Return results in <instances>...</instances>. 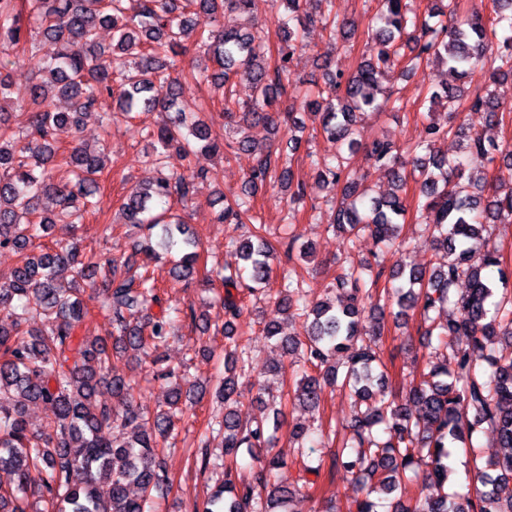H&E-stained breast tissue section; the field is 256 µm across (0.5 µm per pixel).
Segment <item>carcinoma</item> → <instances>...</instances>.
Here are the masks:
<instances>
[{"label":"carcinoma","mask_w":512,"mask_h":512,"mask_svg":"<svg viewBox=\"0 0 512 512\" xmlns=\"http://www.w3.org/2000/svg\"><path fill=\"white\" fill-rule=\"evenodd\" d=\"M126 0H0V46L22 47L43 53L39 77L19 80L0 59V250H11L18 262L8 287L0 288V307L13 312L9 325L0 324V469L14 480L0 484V512H152L172 486L160 455L184 415L182 397L202 399L206 388L197 378L170 370L179 380L167 409L153 416L133 404L137 384L113 372L112 358L129 351H159L174 335L171 313L159 296L155 269L137 256L151 255L149 246L101 260L75 239L57 241L34 253L35 241L49 225L81 224L99 213V176L103 156L81 142L60 145L55 131L65 125L80 130L88 113L107 95L128 114L160 112L162 122L145 131L149 150L144 161L159 175L147 186H137L123 198L124 223L152 230L161 227L158 246L170 257L168 275L175 283L193 278L201 258L199 242L174 206L186 208L196 184L207 172L190 165L199 152L221 153L224 136L214 113L241 109L244 119L277 132L294 122L293 109L283 108L282 96L293 88L294 101L319 111L320 129L336 142L337 153L321 170V180L342 187L329 227L346 243L370 233L393 258L391 286L378 292L385 261L348 262L336 270L333 288L337 300L307 301L308 284L296 269H283V288L273 297L280 315L307 321L301 340L282 334L276 320L264 330L274 339L282 357L297 356L303 363L289 401L319 409L328 387H340L353 401L366 404L354 411L349 437L336 445L328 460L307 473L342 468L355 474L364 496L354 501L355 512H512V289L501 268L499 250L484 236L486 225L512 223V147L487 141L475 132L466 136L464 157L432 154L437 141L456 136L461 128L448 121L429 120L417 143L400 148L387 139L365 145L358 115L367 109L399 111L400 96L382 87L386 72L395 67L409 71L423 63L446 70L457 84L431 88L423 100L446 103L448 112L464 107L482 112L486 125L504 123L505 106L494 86L512 76V0H493L494 16L479 12L448 25L458 14L457 0H431L427 15L413 11L407 0H378L372 18L376 55L361 61L346 75L324 64L323 85L302 90L293 77L292 62L301 47L305 25L321 24L330 38L349 40L355 30L332 13L331 0H317L318 11L301 12V0H272L284 7L278 17L286 47L270 63L253 49L255 33L236 25L251 15L256 0H137L130 15ZM112 29V45L100 42V29ZM198 33V44L211 65H182V38ZM483 83L469 90L461 85L475 72ZM247 82L250 102L240 104L229 85ZM207 85L223 93L187 102L183 84ZM70 101L65 112L51 109L56 96ZM17 101L24 110L23 125L13 126L4 103ZM300 139L290 134L274 148L255 153L245 177L248 192L230 198L219 193L224 207L218 222L252 224L250 232L230 258L205 269L206 282L218 279L224 288H246L252 295L264 291L271 273L274 248L264 235L266 227L254 213L257 187L275 181L296 185L290 202L303 199L304 186L294 183L292 159ZM365 149L372 164L387 171L394 192L370 195L365 175L351 167V157ZM175 149L189 162L184 173L164 170L167 152ZM501 157L505 172L498 177L492 199L473 191L466 175L470 162L493 164ZM418 175L419 224L441 253L428 267L403 262L405 242L401 223L406 206L400 196L406 185L405 162ZM69 169L66 181L54 179L56 163ZM495 268L499 279L485 275ZM469 289L455 294L458 282ZM98 291V311L108 317L112 338L80 335L90 316L80 299V286ZM37 297L30 304V295ZM391 298L396 315L420 310L421 340L443 349L445 363L420 375L407 396L388 395L385 363L377 348L379 317L362 324L365 310L384 314L381 300ZM159 307L135 324L127 314L134 309ZM455 312L442 319L447 306ZM223 318L214 331L224 334V376L216 379L215 396L224 412L212 417L192 444L199 470H224V479L194 512H289L295 490L278 480L284 461L272 453L282 409L273 408L270 425L241 423L237 406L242 396L240 378L249 369V348L238 331L243 305L227 293L220 300ZM350 353L344 374L331 359ZM107 386L115 404L96 400L99 386ZM41 403L56 426L45 438L25 419V402ZM419 412L414 413L411 405ZM489 428L500 455L476 468L472 487L448 493L452 449L461 446L476 456L474 440ZM224 434V454L210 460L209 434ZM259 458L254 481L236 476L232 462L240 449ZM421 484L418 495L407 498L406 485ZM109 487L108 495L98 487Z\"/></svg>","instance_id":"1"}]
</instances>
